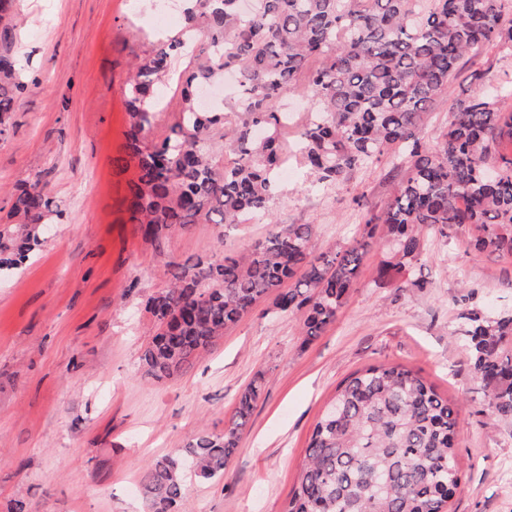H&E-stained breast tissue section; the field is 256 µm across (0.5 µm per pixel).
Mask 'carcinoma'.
Listing matches in <instances>:
<instances>
[{"label":"carcinoma","mask_w":512,"mask_h":512,"mask_svg":"<svg viewBox=\"0 0 512 512\" xmlns=\"http://www.w3.org/2000/svg\"><path fill=\"white\" fill-rule=\"evenodd\" d=\"M16 0H0V135L28 89L14 50ZM183 25L167 42L136 57L126 86L129 116L122 172L134 170L123 199L128 223L160 245L192 224L266 219L272 230L240 255L216 252L170 265L171 286L146 308L154 334L142 355L146 374L171 378L191 367L224 329L262 301L296 316L304 342L336 321L370 250L391 244L396 262L379 275L407 271L402 288H422L413 263L426 249L418 228L442 237L471 224L469 253L512 258V109L479 92L450 107L442 143L422 133L434 104L450 96L461 58L508 36L512 0H183ZM180 58L186 67L175 70ZM231 72L232 101L198 105L205 86ZM175 87L171 123L152 134L159 89ZM312 94V115L288 126L279 103ZM232 142L224 153V140ZM293 140L315 186L343 183L388 153L405 156L393 198L364 215L360 237L331 254L312 250L311 224H276L277 177ZM56 210L40 180L13 195L0 224V274L18 268L44 241ZM296 279L291 288L285 281ZM484 407L512 424V314H460ZM261 395L254 381L238 396L224 432L197 437L150 463L140 478L150 512H180L186 475L224 477ZM336 417L311 434L297 482L282 512H447L461 485L459 411L419 372L400 364L364 367L336 387Z\"/></svg>","instance_id":"carcinoma-1"}]
</instances>
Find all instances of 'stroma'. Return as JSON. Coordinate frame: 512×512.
<instances>
[{
	"label": "stroma",
	"mask_w": 512,
	"mask_h": 512,
	"mask_svg": "<svg viewBox=\"0 0 512 512\" xmlns=\"http://www.w3.org/2000/svg\"><path fill=\"white\" fill-rule=\"evenodd\" d=\"M20 96L0 137V218L16 187L40 180L60 213L42 246L0 278V512H147L139 486L154 459L204 433L223 432L239 392L262 383L223 480L187 483V512H281L310 436L337 385L371 363L419 371L459 408L460 488L452 512H512V427L482 414L483 389L458 336L462 308L512 309V259L474 258V226L430 237L413 272L421 288L380 276L374 248L336 322L304 342L296 319L256 308L170 379L145 375L152 327L146 299L168 287V263L263 241L258 220L219 230L196 224L155 246L126 221L122 153L125 88L135 55L174 36L180 21L152 20L151 0H17ZM483 74L475 83L474 74ZM512 81V44L464 57L451 95ZM275 222L310 224L327 253L360 230L365 208L386 204L403 176L391 158L314 188L296 154L286 162Z\"/></svg>",
	"instance_id": "obj_1"
}]
</instances>
